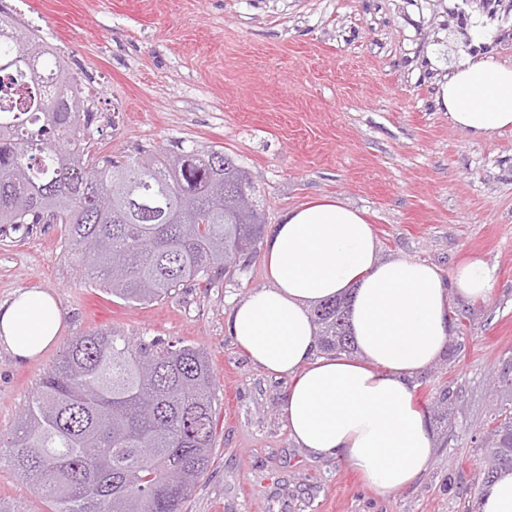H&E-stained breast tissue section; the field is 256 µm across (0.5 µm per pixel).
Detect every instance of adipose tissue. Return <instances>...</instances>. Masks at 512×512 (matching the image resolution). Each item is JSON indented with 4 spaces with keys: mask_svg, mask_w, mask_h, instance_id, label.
Listing matches in <instances>:
<instances>
[{
    "mask_svg": "<svg viewBox=\"0 0 512 512\" xmlns=\"http://www.w3.org/2000/svg\"><path fill=\"white\" fill-rule=\"evenodd\" d=\"M439 100L472 135L512 128V66L467 60L451 69ZM264 252L269 285L237 303L227 329L254 365L290 377L291 436L314 455L342 458L380 493L408 487L432 455L409 381L442 354L452 299L487 298L495 267L472 259L444 276L411 258L379 260L363 212L332 198L288 211ZM347 293L356 354L317 356L310 309ZM63 319L46 291H18L0 301V349L32 360L57 340Z\"/></svg>",
    "mask_w": 512,
    "mask_h": 512,
    "instance_id": "obj_1",
    "label": "adipose tissue"
}]
</instances>
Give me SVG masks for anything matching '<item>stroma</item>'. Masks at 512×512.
<instances>
[{
    "mask_svg": "<svg viewBox=\"0 0 512 512\" xmlns=\"http://www.w3.org/2000/svg\"><path fill=\"white\" fill-rule=\"evenodd\" d=\"M97 74L95 156L159 147L214 148L257 180L268 224L323 197L363 210L378 257L408 256L448 273L483 259L488 298H455L467 317L412 380L428 410L433 454L407 488L383 495L337 457L300 448L283 406L289 377L254 366L228 333L231 308L269 281L241 259L217 287L186 283L127 303L67 253L63 228L0 232V300L23 288L65 313L54 346L29 362L0 352V433H9L73 337L104 332L201 349L216 382L212 463L183 512H478L490 419L512 389V130L481 137L438 103L450 65L470 56L512 65V0H22ZM0 501L37 512L32 486L0 462Z\"/></svg>",
    "mask_w": 512,
    "mask_h": 512,
    "instance_id": "35a3bbf8",
    "label": "stroma"
}]
</instances>
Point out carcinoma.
Returning a JSON list of instances; mask_svg holds the SVG:
<instances>
[{
	"label": "carcinoma",
	"mask_w": 512,
	"mask_h": 512,
	"mask_svg": "<svg viewBox=\"0 0 512 512\" xmlns=\"http://www.w3.org/2000/svg\"><path fill=\"white\" fill-rule=\"evenodd\" d=\"M30 40L0 19V71L27 60ZM83 112L79 85L64 79L48 92L34 76L19 109L0 114V225H64L68 254L132 303L209 285L258 253L266 214L235 209L229 191L255 180L233 157L180 148L94 158ZM349 303L313 309L323 351L354 352ZM214 404L201 350L90 333L67 343L0 449L50 512H182L211 464ZM493 421L487 482L512 468V407Z\"/></svg>",
	"instance_id": "carcinoma-1"
}]
</instances>
